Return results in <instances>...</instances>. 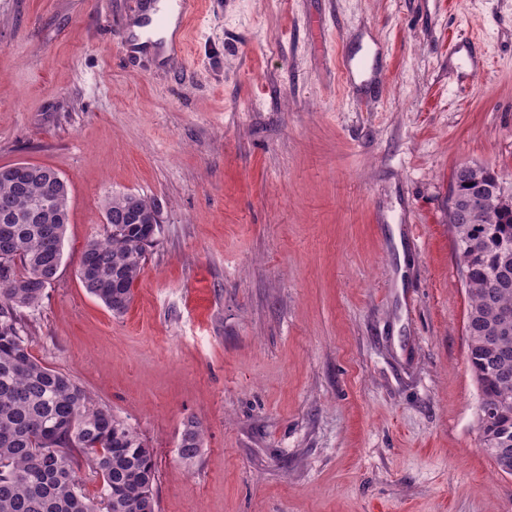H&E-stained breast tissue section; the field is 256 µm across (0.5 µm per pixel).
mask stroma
Masks as SVG:
<instances>
[{
    "mask_svg": "<svg viewBox=\"0 0 512 512\" xmlns=\"http://www.w3.org/2000/svg\"><path fill=\"white\" fill-rule=\"evenodd\" d=\"M150 2L0 0V166L69 187L34 357L147 440L158 512H512L448 226L460 166L512 193V0H207L166 61ZM123 193L160 227L116 317L76 270ZM448 55L468 62L470 65L468 74L472 78L481 73L487 60L479 41L468 36L452 40V43L448 46ZM204 445V429L202 424L190 418L183 422L179 443V456L182 460L191 461L200 455Z\"/></svg>",
    "mask_w": 512,
    "mask_h": 512,
    "instance_id": "obj_1",
    "label": "stroma"
}]
</instances>
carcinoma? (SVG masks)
I'll use <instances>...</instances> for the list:
<instances>
[{
	"label": "carcinoma",
	"instance_id": "1",
	"mask_svg": "<svg viewBox=\"0 0 512 512\" xmlns=\"http://www.w3.org/2000/svg\"><path fill=\"white\" fill-rule=\"evenodd\" d=\"M494 171L475 166L455 171L451 205L462 204L480 185H492ZM52 197L55 210L22 223H0V512H155L157 478L154 449L125 420L92 407L70 376L50 369L31 353L19 327V314L41 303L47 278L63 262L69 223V190L56 171L35 165L23 183L10 166H0V215L23 209L31 198ZM154 204L132 194L105 202L103 233L89 240L77 275L86 291L113 315H124L133 286L153 241L156 224H135L132 215L150 219ZM469 299L465 332L468 359L481 402L496 409L479 418L484 447L498 471L512 460V333L497 335L501 314L512 310V199L491 198L472 224L448 216ZM204 445L202 424L183 422L179 456L191 461ZM87 469L100 481V494L86 495L79 473Z\"/></svg>",
	"mask_w": 512,
	"mask_h": 512
}]
</instances>
